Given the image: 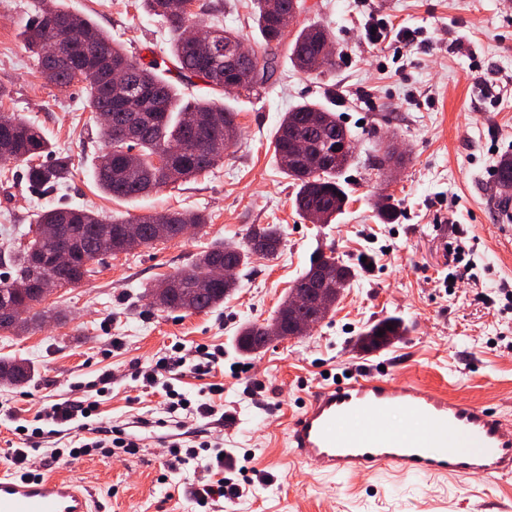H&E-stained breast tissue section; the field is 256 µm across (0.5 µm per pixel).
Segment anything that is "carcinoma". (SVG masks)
Returning <instances> with one entry per match:
<instances>
[{
    "label": "carcinoma",
    "mask_w": 512,
    "mask_h": 512,
    "mask_svg": "<svg viewBox=\"0 0 512 512\" xmlns=\"http://www.w3.org/2000/svg\"><path fill=\"white\" fill-rule=\"evenodd\" d=\"M179 0H143L144 7L152 14L163 18L171 32V54L160 67L154 60L136 61L126 84L107 90L98 74L83 69L82 57L92 53L107 65L129 63L122 49L88 19L73 13L56 3V0H39L37 14L22 31L26 49L35 56L37 69L45 83L64 89L76 82L86 83V103L95 114L112 113L109 123L101 122L98 134L104 140L105 150L98 155L93 167L97 185L108 195L117 198H135L154 189L175 185L209 172L224 153L235 143L238 136L237 114L222 102L215 100L196 102L175 111L176 87L166 74L176 73L185 86L195 85L199 80L209 89L222 93L225 87H241L248 96L261 88L249 83V74L256 67L273 76L277 50L287 46L288 59L296 71L311 74L334 66L319 58V45L311 37V30L318 28L310 24L296 32L292 39L280 28V18L294 9L308 13L311 7L306 0H255L256 23L264 39V54L238 60L232 65L224 64V58L213 60L202 51L192 48L183 38L184 18L177 13ZM65 19L68 30L75 40L74 54L58 64H51L42 56L45 42L55 37L57 20ZM147 88L154 96L143 102L140 111L142 129L137 138L128 142L124 138V116L114 105L129 88ZM352 139L350 132L336 121L334 113L320 105L303 103L286 112L274 137V155L279 168L296 182L299 189L295 197L297 211L305 219L319 212L326 220L341 213L346 202L339 182L340 173L347 168L353 155H347L339 164H325L336 142ZM173 143L183 145V151L161 168L154 166V158ZM138 151L140 164L127 166L125 150ZM53 153L51 143L40 127L15 115L0 112V162L26 165L30 183L49 192L71 174L69 159L58 155L50 163L37 162L41 157ZM492 196L498 201L501 213L509 214L512 206V156L502 158L495 169ZM207 223L201 213L168 211L141 217L116 220L82 208L56 207L36 214L33 225L60 224L69 232L65 240L50 239L32 233L27 242L15 250L11 262L13 275L0 277V298L23 302L31 315L17 324L0 321V332L20 336L34 325L57 318L51 308H37L43 297L41 289L49 287L50 278L58 276L69 285L80 283L92 272L91 265L112 253V241L119 240L121 229L126 224H168L171 227L168 239L178 238L182 226L198 227ZM73 242L75 258L73 266L57 271L49 266L51 256L65 244ZM265 241L264 253L273 255L282 241V228L278 224H265L250 230L244 244L224 243L216 245L199 256L186 268L176 273L182 287L193 293L192 309L203 312L224 303L234 290L236 282H209L206 275L210 269L232 258L240 266L247 264L252 243ZM323 263V269L332 282L347 287L356 276L355 269L340 258L318 254L296 281L299 286L313 288L317 283L315 264ZM22 275L31 277L32 286L20 293L13 288ZM274 322L286 324L280 310H275L266 322L248 324L238 340L239 348L251 354L265 347L263 329ZM382 336H377V333ZM406 327L397 319L380 321L360 337L364 346L379 347L385 344V336H401ZM31 368L24 360H0V385L15 386L25 383Z\"/></svg>",
    "instance_id": "carcinoma-1"
}]
</instances>
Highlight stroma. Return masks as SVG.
Returning a JSON list of instances; mask_svg holds the SVG:
<instances>
[{"label": "stroma", "mask_w": 512, "mask_h": 512, "mask_svg": "<svg viewBox=\"0 0 512 512\" xmlns=\"http://www.w3.org/2000/svg\"><path fill=\"white\" fill-rule=\"evenodd\" d=\"M204 24L220 23L254 49L262 37L253 0H204ZM310 14L331 35L336 64L317 75L296 72L280 55L277 74L258 94L234 93L238 141L207 174L136 199L103 193L93 163L104 149L85 90L45 85L21 32L37 0H0V81L11 93L0 111L40 126L54 150L71 159V178L57 190L32 185L24 166L0 178V275L11 271L9 251L28 232L36 212L58 206L87 208L127 219L167 210L201 212L208 222L185 237L106 257L93 276L59 288L45 305L61 312L23 336L0 335V359L27 360L28 384L0 387V406L15 421L43 407L83 397L84 383L101 373L112 382L99 396L100 422L136 424L164 414L163 399L136 366L182 346L223 351L222 367L206 375H176L173 385L193 403L211 401L223 386V420L213 437L267 475L241 501L215 512H512V478L488 484L398 478L368 472L326 478L314 465L292 460L288 422L315 387L357 368H384L468 402L497 409L512 421V221L491 201L494 166L512 153V0H307ZM103 29L129 55L163 59L170 34L142 0H61ZM386 19L411 34L407 47L377 51L366 38ZM334 112L354 136L355 161L340 178L348 200L327 224L296 210L297 187L278 167L273 140L284 115L303 102ZM405 161L396 172L374 167L386 144ZM393 196L397 215L377 210ZM278 224L276 255L252 254L236 274L237 288L216 309L190 313L149 306L144 291L187 267L197 254L224 242L244 241L250 227ZM472 248L473 269L453 252ZM334 250L355 268L334 312L307 335L247 355L240 327L264 322L317 250ZM400 318L406 336L372 351L356 341L368 325ZM15 421L0 422V468L18 447ZM174 427L151 432L137 454L83 456L61 465L30 456L44 475L67 477L89 490L98 512H194L188 491L202 469L187 465L165 473L164 455Z\"/></svg>", "instance_id": "35a3bbf8"}]
</instances>
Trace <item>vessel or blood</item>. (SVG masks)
<instances>
[{
  "instance_id": "1",
  "label": "vessel or blood",
  "mask_w": 512,
  "mask_h": 512,
  "mask_svg": "<svg viewBox=\"0 0 512 512\" xmlns=\"http://www.w3.org/2000/svg\"><path fill=\"white\" fill-rule=\"evenodd\" d=\"M288 445L295 460L317 464L330 477L376 471L401 478H512V424L501 414L384 375L315 389L289 422ZM92 509L75 482L0 471V512Z\"/></svg>"
}]
</instances>
